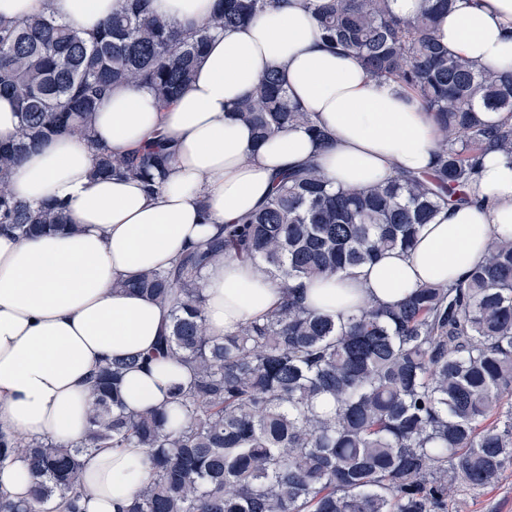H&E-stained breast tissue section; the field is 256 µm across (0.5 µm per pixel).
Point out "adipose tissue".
<instances>
[{
  "label": "adipose tissue",
  "mask_w": 512,
  "mask_h": 512,
  "mask_svg": "<svg viewBox=\"0 0 512 512\" xmlns=\"http://www.w3.org/2000/svg\"><path fill=\"white\" fill-rule=\"evenodd\" d=\"M214 0H151V12L201 24ZM117 0H0V18L52 9L84 33L95 32ZM436 35L449 51L499 72L512 71V0H457ZM288 93L330 134L318 144L304 127L255 144L235 103L273 67ZM96 143L123 155L163 137L175 156L156 193L132 177L92 178L85 140L55 137L31 148L11 179L19 200L63 202L77 232L18 239L0 231V431L64 447L88 431L89 379L105 360L149 351L169 309L112 283L164 269L225 224L257 209L275 172L316 164L334 186L364 187L435 167L436 123L393 80L376 81L353 55L324 50L312 16L289 0L216 36L193 82L167 109L144 89L117 87L94 118ZM468 203L444 207L423 225L414 247L331 280L306 282L305 307L347 317L374 300L393 304L431 283L478 266L491 236L512 238V159L488 151L465 190ZM205 316L220 337L276 308L280 280L249 261H219L204 272ZM190 371L176 361L130 372L128 411L167 400ZM83 502L91 512H123L147 479L141 448H100L81 459Z\"/></svg>",
  "instance_id": "adipose-tissue-1"
}]
</instances>
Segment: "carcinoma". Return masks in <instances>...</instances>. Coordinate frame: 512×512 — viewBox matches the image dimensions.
Instances as JSON below:
<instances>
[{"label":"carcinoma","instance_id":"obj_1","mask_svg":"<svg viewBox=\"0 0 512 512\" xmlns=\"http://www.w3.org/2000/svg\"><path fill=\"white\" fill-rule=\"evenodd\" d=\"M279 0H215L200 25L118 0L91 35L45 11L0 19V95L17 106L16 138L0 142V229L18 239L68 229L65 206L32 207L10 179L39 142L79 134L114 87L144 88L163 106L192 81L210 40ZM327 47L357 56L378 80L412 91L438 128L437 163L360 188H335L315 165L283 171L266 202L184 253L112 288L168 306L156 354L186 364L191 380L168 403L128 413L123 375L150 359L114 357L90 391V433L66 448L0 432V463L27 459L31 500L0 493V512H82L80 458L94 448H144L149 477L125 512H448V496L478 493L512 468V239L494 237L479 266L393 304L371 302L347 319L317 315L298 289L409 250L476 174L484 154L512 157V73L448 51L437 15L455 0H420L403 17L389 0H303ZM501 113L483 120L478 113ZM263 142L293 126L330 137L265 73L234 107ZM172 159L163 139L125 157L96 149L92 176L139 177L154 192ZM224 259L258 263L281 278V305L217 339L205 317L203 271Z\"/></svg>","mask_w":512,"mask_h":512}]
</instances>
